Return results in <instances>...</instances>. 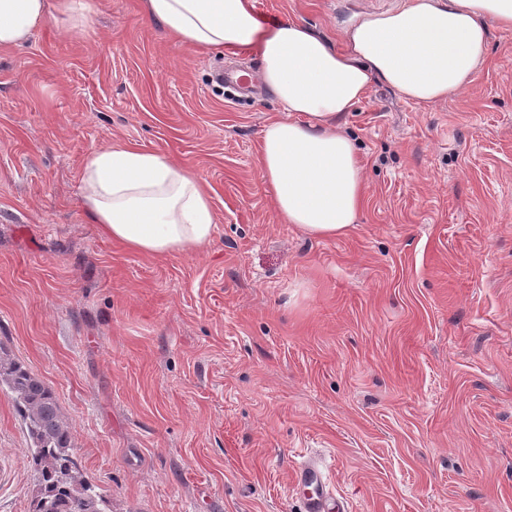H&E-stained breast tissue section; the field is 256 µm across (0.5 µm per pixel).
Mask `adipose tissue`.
Wrapping results in <instances>:
<instances>
[{
    "label": "adipose tissue",
    "instance_id": "ef3b65f1",
    "mask_svg": "<svg viewBox=\"0 0 512 512\" xmlns=\"http://www.w3.org/2000/svg\"><path fill=\"white\" fill-rule=\"evenodd\" d=\"M89 0H0V49L22 46L49 11L79 19ZM165 33L204 51L257 53L283 115L260 132L259 164L285 223L321 238L349 233L365 195L361 162L338 120L380 83L431 106L458 94L487 55L489 26L512 30V0H406L367 14L333 48L296 19L265 28L252 0H146ZM83 203L112 241L145 255L208 246L211 199L167 154L113 144L87 153Z\"/></svg>",
    "mask_w": 512,
    "mask_h": 512
}]
</instances>
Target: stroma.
<instances>
[{"mask_svg": "<svg viewBox=\"0 0 512 512\" xmlns=\"http://www.w3.org/2000/svg\"><path fill=\"white\" fill-rule=\"evenodd\" d=\"M405 0H255L334 45ZM0 49V345L53 391L112 512H302L322 458L350 512H512V31L430 107L384 86L339 121L367 185L349 234L283 223L259 165L280 106L232 99L145 0ZM188 165L212 243L145 256L88 219V151ZM29 439L0 390V512H29Z\"/></svg>", "mask_w": 512, "mask_h": 512, "instance_id": "stroma-1", "label": "stroma"}]
</instances>
